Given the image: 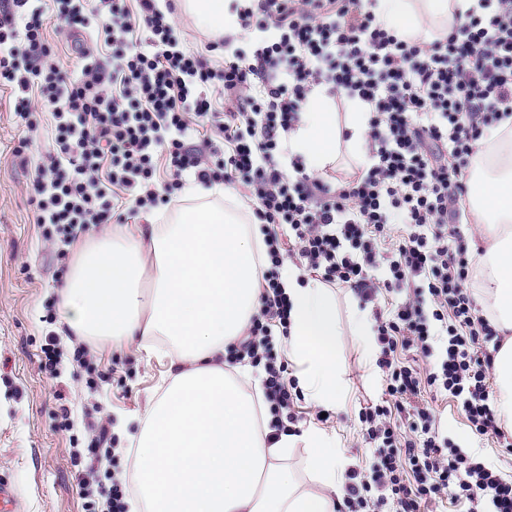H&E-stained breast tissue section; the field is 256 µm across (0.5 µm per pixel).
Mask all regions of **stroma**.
<instances>
[{"label":"stroma","mask_w":512,"mask_h":512,"mask_svg":"<svg viewBox=\"0 0 512 512\" xmlns=\"http://www.w3.org/2000/svg\"><path fill=\"white\" fill-rule=\"evenodd\" d=\"M35 118L39 128L28 132L13 112L10 91L0 90V482L15 490L11 512H84L73 451L76 441L87 438L86 412L97 407L102 417L128 419L130 433L138 434L148 400L160 396L169 383V364L156 355L115 347L111 338L91 336L87 342L100 369L109 375L99 390L86 388L69 360L46 368L43 350L48 337H55L63 352L74 346L72 312L62 289L78 257L58 260L55 247L33 222L35 170L49 164L54 152L47 113H36ZM27 136L34 139L31 148L19 149ZM350 295L347 289L336 292L343 329L336 352L347 407L323 415L307 393L297 391L292 430L298 435L310 428L322 430L335 441L337 454L366 468L373 452L358 413L385 402L386 382L383 373L368 374L362 349L349 334ZM412 403L433 409L440 431L453 443L479 450L512 476V453L506 452L502 438L474 436L457 402L426 390ZM63 407L77 422L73 431L58 426Z\"/></svg>","instance_id":"35a3bbf8"}]
</instances>
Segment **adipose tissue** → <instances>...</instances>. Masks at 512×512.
<instances>
[{
	"label": "adipose tissue",
	"instance_id": "adipose-tissue-1",
	"mask_svg": "<svg viewBox=\"0 0 512 512\" xmlns=\"http://www.w3.org/2000/svg\"><path fill=\"white\" fill-rule=\"evenodd\" d=\"M474 0H376L377 21L403 39L431 36L465 16ZM202 29L237 34L225 0H185ZM326 86L313 87L291 132L292 152L321 171L335 155L336 128L350 131L359 165L370 166L365 131L368 105L352 101L351 113L332 112ZM502 127L488 129L479 143L471 181L481 226L476 242L487 270L483 288L496 305L501 329L512 331V146ZM259 222L242 225L234 213L202 207L174 223L154 224L149 240L110 233L85 247L64 298L77 333L132 343L147 354L150 339L169 338L166 357L172 379L148 401L144 426L131 463L137 494L130 512H338L345 496L347 458L331 451L321 431L266 436L257 425L255 393L262 376L242 367L230 378L224 347L240 336L259 305L255 245ZM153 254L152 290L141 286L146 254ZM281 287L291 305L288 348L300 371L297 383L327 410L345 408L347 393L338 372L341 327L330 289L285 264ZM311 448L308 467L315 483L294 486L280 462L297 443Z\"/></svg>",
	"mask_w": 512,
	"mask_h": 512
}]
</instances>
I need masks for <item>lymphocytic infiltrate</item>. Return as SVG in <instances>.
Segmentation results:
<instances>
[{
    "label": "lymphocytic infiltrate",
    "instance_id": "obj_1",
    "mask_svg": "<svg viewBox=\"0 0 512 512\" xmlns=\"http://www.w3.org/2000/svg\"><path fill=\"white\" fill-rule=\"evenodd\" d=\"M177 2L0 0V88L19 119L39 105L50 115L55 153L37 168L31 199L43 237L70 247L89 226L170 204L191 181L243 188L241 210L266 226L260 306L229 352L263 366L271 429L295 421L288 364L273 342L290 313L278 269L295 255L324 285L367 302L405 291L395 310L375 315L389 396L448 393L475 434H502L490 378L504 337L460 218L477 143L512 117V0H476L462 25L429 41L400 39L364 0H231L241 34L207 43L205 52L229 55L216 66L188 47ZM51 24L91 38L74 46L73 68L47 39ZM320 84L371 108L372 163L355 179L311 177L289 152ZM438 343L428 373L398 360L401 348L431 357ZM386 417L382 405L359 413L375 462L349 473L343 512L375 503L422 512L451 489L512 512V479L451 444L433 411L414 408L407 440Z\"/></svg>",
    "mask_w": 512,
    "mask_h": 512
}]
</instances>
